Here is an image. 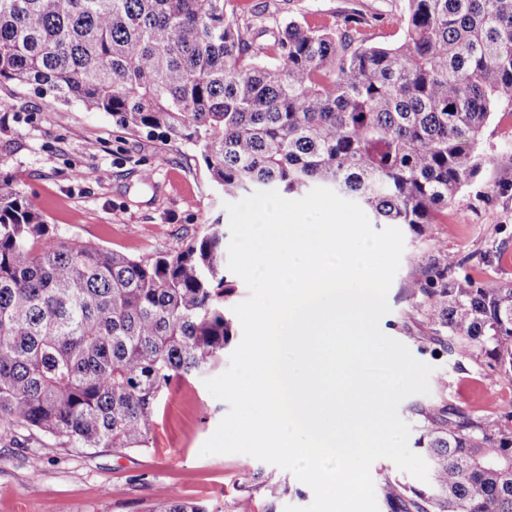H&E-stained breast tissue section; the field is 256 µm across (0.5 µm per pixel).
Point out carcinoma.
Masks as SVG:
<instances>
[{
  "label": "carcinoma",
  "instance_id": "cac0c4a2",
  "mask_svg": "<svg viewBox=\"0 0 512 512\" xmlns=\"http://www.w3.org/2000/svg\"><path fill=\"white\" fill-rule=\"evenodd\" d=\"M401 38L367 43L353 8L265 43L233 0H0V84L193 144L235 198L332 187L377 224H436L486 163L512 101V0H405ZM412 289L434 344L512 375V283ZM224 225L136 259L62 238L0 166V432L65 448H148L160 398L224 353ZM423 487L385 476L387 512H512V410L416 404ZM156 512H207L173 498Z\"/></svg>",
  "mask_w": 512,
  "mask_h": 512
}]
</instances>
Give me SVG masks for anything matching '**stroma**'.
<instances>
[{
  "label": "stroma",
  "instance_id": "obj_1",
  "mask_svg": "<svg viewBox=\"0 0 512 512\" xmlns=\"http://www.w3.org/2000/svg\"><path fill=\"white\" fill-rule=\"evenodd\" d=\"M282 20L326 24L357 7L373 22L370 42L393 43L405 0H248ZM480 146L487 161L438 223L402 226L404 251L388 292L381 330L433 366L429 403L448 398L469 414L512 409V377L455 353L434 354L413 288L454 257L451 277L483 287L512 282V103L500 104ZM0 166L45 223L61 236L136 258L173 252L204 225L228 224L224 196L191 144L132 132L111 115L54 101L31 87L0 85ZM108 178H101V170ZM228 411L204 377L172 382L157 412L152 445L117 455L108 448H64L40 434H0V512H153L189 499L211 512H284L308 506L309 486L293 473L245 454L201 455ZM281 485L278 499L257 492L258 477Z\"/></svg>",
  "mask_w": 512,
  "mask_h": 512
}]
</instances>
